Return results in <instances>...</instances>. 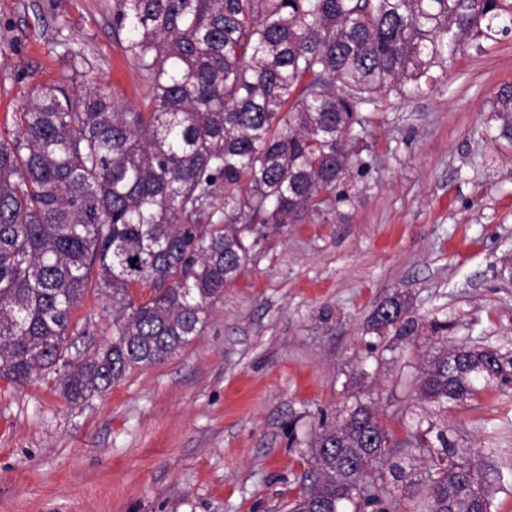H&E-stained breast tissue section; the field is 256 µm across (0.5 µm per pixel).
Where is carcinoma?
Instances as JSON below:
<instances>
[{
    "mask_svg": "<svg viewBox=\"0 0 512 512\" xmlns=\"http://www.w3.org/2000/svg\"><path fill=\"white\" fill-rule=\"evenodd\" d=\"M112 27L152 81L151 111L59 81L0 133V374L54 373L74 402L200 335L259 239L347 199L340 186L368 167L366 106L424 93L461 45L511 33L512 3L114 0ZM492 112L512 142L511 83ZM92 290L112 300L115 333L72 360L73 312ZM369 332L419 335L409 300L380 303ZM511 381L508 354L455 346L420 379L435 419L399 437L370 405L343 410L309 442L291 512H391L384 466L402 454L429 459L399 470L428 512H491L501 476L474 468L444 414Z\"/></svg>",
    "mask_w": 512,
    "mask_h": 512,
    "instance_id": "cac0c4a2",
    "label": "carcinoma"
}]
</instances>
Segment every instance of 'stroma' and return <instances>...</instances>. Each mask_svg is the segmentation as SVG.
Instances as JSON below:
<instances>
[{
    "instance_id": "1",
    "label": "stroma",
    "mask_w": 512,
    "mask_h": 512,
    "mask_svg": "<svg viewBox=\"0 0 512 512\" xmlns=\"http://www.w3.org/2000/svg\"><path fill=\"white\" fill-rule=\"evenodd\" d=\"M113 0H0V132L34 87L91 83L134 110L147 79L112 28ZM81 51L73 76L66 48ZM512 83V34L462 48L433 91L365 112L371 167L348 200L259 240L200 336L106 392L69 401L55 378L0 377V512H288L321 417L375 404L424 414L417 378L467 338L512 354V143L490 108ZM402 294L419 336L378 338L373 309ZM79 350L112 337L110 300L74 311ZM448 324L433 335L431 319ZM458 447L495 466L491 512H512V387L448 411Z\"/></svg>"
}]
</instances>
